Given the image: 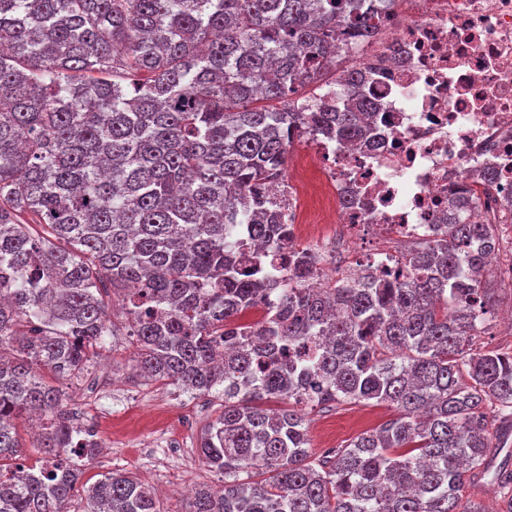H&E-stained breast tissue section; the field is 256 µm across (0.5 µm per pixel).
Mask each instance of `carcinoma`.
Listing matches in <instances>:
<instances>
[{
    "mask_svg": "<svg viewBox=\"0 0 512 512\" xmlns=\"http://www.w3.org/2000/svg\"><path fill=\"white\" fill-rule=\"evenodd\" d=\"M374 18L363 0H0V512L78 493L82 512H163L127 473L82 482L74 458L98 445L42 375L79 377L123 334L146 379L224 398L199 439L224 491L186 512H482L463 492L487 476L512 512L492 453L512 352L474 348L498 225L448 223L401 280L315 292L303 261L269 277L288 225L266 183L291 141L370 133L342 35ZM331 73L334 109L304 94ZM369 400L393 418L313 457L306 411ZM27 410L48 416L31 466Z\"/></svg>",
    "mask_w": 512,
    "mask_h": 512,
    "instance_id": "cac0c4a2",
    "label": "carcinoma"
}]
</instances>
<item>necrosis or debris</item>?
<instances>
[{"label": "necrosis or debris", "instance_id": "4bbe7bcc", "mask_svg": "<svg viewBox=\"0 0 512 512\" xmlns=\"http://www.w3.org/2000/svg\"><path fill=\"white\" fill-rule=\"evenodd\" d=\"M377 19L353 54L372 143L328 140L322 169L292 175L288 250L307 252L310 288L399 270L392 242L433 239L448 218L512 213V0H386Z\"/></svg>", "mask_w": 512, "mask_h": 512}]
</instances>
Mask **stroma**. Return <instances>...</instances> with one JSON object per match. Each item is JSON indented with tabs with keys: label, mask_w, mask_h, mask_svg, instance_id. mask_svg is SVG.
<instances>
[{
	"label": "stroma",
	"mask_w": 512,
	"mask_h": 512,
	"mask_svg": "<svg viewBox=\"0 0 512 512\" xmlns=\"http://www.w3.org/2000/svg\"><path fill=\"white\" fill-rule=\"evenodd\" d=\"M500 236L502 273L494 286L501 303L476 345L512 351V327L502 319L512 312V231L501 230ZM133 351L130 337H117L81 377L57 378L53 384L78 424L94 423L109 448L85 461L84 481L91 484L112 471L128 472L157 491L164 512H183L195 487L224 485L223 473L208 468L198 448L202 427L221 412L223 401L144 381L130 368ZM392 416L387 405L372 401L313 408L307 414L312 452L344 447Z\"/></svg>",
	"instance_id": "stroma-1"
}]
</instances>
